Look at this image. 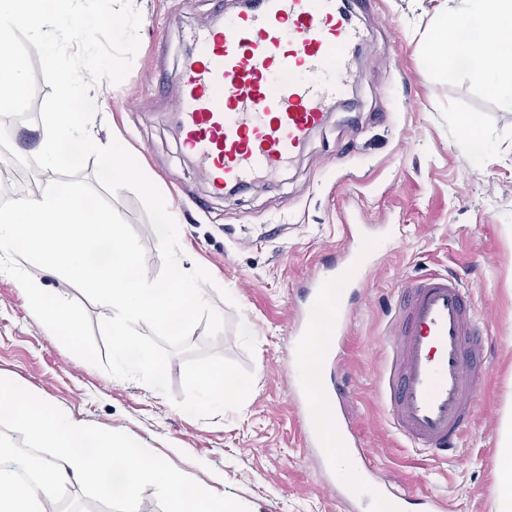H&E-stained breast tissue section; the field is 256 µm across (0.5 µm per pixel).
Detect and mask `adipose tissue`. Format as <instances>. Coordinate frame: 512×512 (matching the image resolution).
I'll return each mask as SVG.
<instances>
[{"instance_id":"obj_1","label":"adipose tissue","mask_w":512,"mask_h":512,"mask_svg":"<svg viewBox=\"0 0 512 512\" xmlns=\"http://www.w3.org/2000/svg\"><path fill=\"white\" fill-rule=\"evenodd\" d=\"M462 19L490 28L476 48L482 63L476 78L512 98V0H462ZM0 421L11 424L26 440L43 448L47 460L36 484L0 470V512H47L67 489L70 480L88 481L102 494H110V477L119 468L128 475L121 498L126 512H137L143 479L165 489L176 512H231L230 503L214 498L206 489L187 483L147 449L104 436L98 430L48 411L33 396L0 386ZM496 512H512V415L504 414L495 457Z\"/></svg>"}]
</instances>
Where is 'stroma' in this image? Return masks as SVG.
Instances as JSON below:
<instances>
[{
    "label": "stroma",
    "mask_w": 512,
    "mask_h": 512,
    "mask_svg": "<svg viewBox=\"0 0 512 512\" xmlns=\"http://www.w3.org/2000/svg\"><path fill=\"white\" fill-rule=\"evenodd\" d=\"M139 49L120 84L100 81L101 141L121 138L172 204L185 270L202 266L216 288L207 300L225 325L212 350L253 374L236 410L193 418L136 380L110 376L67 351L30 311L20 284L0 273V380L106 436L148 449L192 485L237 512H346L304 448L292 408L297 372L289 336L309 276L346 247L343 222L367 223L376 255L352 296L342 399L369 450L375 476L400 490L439 495L449 512H495L493 466L500 420L512 402V99L464 70H439L431 20L442 0H352L350 18L368 35L356 55L348 102L315 130L277 180L212 195L184 150L172 111L175 76L189 46L184 29L236 12L234 0H134ZM38 81L30 120L6 118L0 195L35 194L52 170L24 168L14 154L38 151ZM481 126L474 143L467 119ZM146 249L149 278L161 268L158 240L138 197L110 199ZM404 225L395 242L384 225ZM429 273L461 281L491 322L485 407L456 456L408 447L390 423L376 383L387 366L389 313L408 282ZM231 295L223 300L217 293Z\"/></svg>",
    "instance_id": "1"
}]
</instances>
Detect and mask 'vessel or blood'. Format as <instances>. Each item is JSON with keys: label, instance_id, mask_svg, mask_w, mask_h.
<instances>
[{"label": "vessel or blood", "instance_id": "1", "mask_svg": "<svg viewBox=\"0 0 512 512\" xmlns=\"http://www.w3.org/2000/svg\"><path fill=\"white\" fill-rule=\"evenodd\" d=\"M194 50L178 75L174 103L180 141L215 194L272 176L294 161L310 135L346 99L360 30L336 0H252L233 18L189 29ZM366 254L349 247L334 271L311 276L308 303L295 322L292 354L303 364L307 341L320 326L331 336L316 372L293 391L297 427L306 447L326 444L332 423L341 448L363 453L340 413V372L350 319L349 292L365 282ZM387 373L379 381L391 422L414 448L438 456L457 452L478 411L485 344L461 284L428 275L405 287L390 312ZM368 494L377 512H443L441 500L397 491L374 479L348 488Z\"/></svg>", "mask_w": 512, "mask_h": 512}]
</instances>
